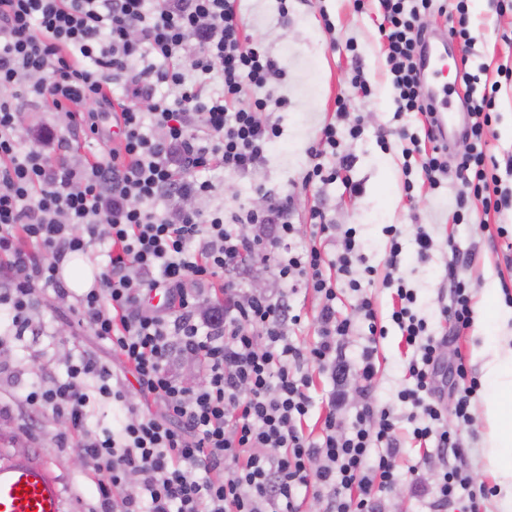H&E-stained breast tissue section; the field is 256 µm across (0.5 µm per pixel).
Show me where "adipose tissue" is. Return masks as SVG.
Wrapping results in <instances>:
<instances>
[{"mask_svg": "<svg viewBox=\"0 0 512 512\" xmlns=\"http://www.w3.org/2000/svg\"><path fill=\"white\" fill-rule=\"evenodd\" d=\"M498 317L507 334L481 346L477 354L494 393L484 407L488 441V471L497 485L498 512H512V307L499 306Z\"/></svg>", "mask_w": 512, "mask_h": 512, "instance_id": "adipose-tissue-1", "label": "adipose tissue"}]
</instances>
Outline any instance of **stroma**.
Masks as SVG:
<instances>
[{"instance_id": "1", "label": "stroma", "mask_w": 512, "mask_h": 512, "mask_svg": "<svg viewBox=\"0 0 512 512\" xmlns=\"http://www.w3.org/2000/svg\"><path fill=\"white\" fill-rule=\"evenodd\" d=\"M476 42L471 52H463L459 40L451 38L448 14L431 10L424 18L425 35L445 39L448 50V102L452 110H464L456 74L461 69L486 68L490 80L500 86L496 99L498 120L488 138V153L498 161L512 157V10L501 8L499 0H468ZM241 19L248 39L259 42L275 58L281 69L265 88L272 98H280L284 107L276 109L281 135L271 144L266 162L252 175L216 170L209 177L214 185L210 195L194 199V210L206 214L217 209L231 214L254 208L259 196L274 190L293 198L292 218L304 225L313 206H321L334 223L355 227L367 263L383 269L386 257V225H398L407 249L404 275L416 293V309L426 319L432 334H454L451 323L442 314L448 302L445 286L450 252L447 239H454L461 251L470 255L458 273L471 284L473 302L485 298L486 289H494L496 304H504L500 290L501 275L506 272V241L479 229L481 221L502 225L512 233V208L498 214L475 209L466 224L453 221L455 186L442 181L435 189L422 188L416 197L403 190L402 145L397 139L380 143L378 136L395 123L421 129L419 115L403 114L395 118V93L387 71L382 47V16L376 0H367L357 8L355 0H242ZM333 30H326L325 22ZM354 43L356 52L346 49ZM361 68L372 86L371 96H363L353 87L354 68ZM359 115L363 133L344 142L355 156L351 172L361 183L360 195H350L342 183L315 186L304 184L308 167V149L321 127L336 115L337 107ZM425 227L435 241L428 264H418L412 253L417 227ZM381 315L386 333L380 340V371L375 395L382 403L396 404L399 390L408 384L406 365L411 355L398 328L388 320L392 291L374 282L369 289ZM80 291L58 298L46 291L33 314L34 330L14 337L11 330H0V457L22 455L47 463L59 477L67 501V512H96L98 490L86 474V464H73L78 439L61 444L65 426L58 415L45 412L32 418L23 402L24 394L38 384L46 369L65 379L67 359L91 354L110 365L129 389L131 403L141 396L135 378L124 371L119 357L108 341L79 325L75 309ZM499 323L487 316L481 332L466 329L456 334V347L465 355L472 374L482 384L471 399L472 420L463 424L448 416L451 430L457 431L471 449L467 468L475 484L492 485L485 472L484 425L481 408L491 391L483 378L482 360L473 354L483 337L496 335Z\"/></svg>"}]
</instances>
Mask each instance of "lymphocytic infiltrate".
Wrapping results in <instances>:
<instances>
[{
  "label": "lymphocytic infiltrate",
  "mask_w": 512,
  "mask_h": 512,
  "mask_svg": "<svg viewBox=\"0 0 512 512\" xmlns=\"http://www.w3.org/2000/svg\"><path fill=\"white\" fill-rule=\"evenodd\" d=\"M240 2L0 0V259L12 272L0 281V316L23 335L41 291L66 295L62 260L107 242L109 260L80 298L79 320L111 343L143 398L130 406L111 367L84 355L69 363L66 380L46 377L23 401L34 412L63 416L80 435L99 488L97 512H303L305 491L324 499L325 512H386L383 496L402 480V442L398 415L375 397L378 327L364 289L375 270L365 263L356 229L329 223L316 207L300 229L290 220L289 198L275 192L262 211L228 217L190 211L173 220L155 209L161 199L210 193V170L255 171L280 134L269 113L272 98L234 105L244 86L265 87L279 72L277 61L244 37ZM378 2L398 110L430 115L417 55L434 0ZM190 71L197 81H187ZM214 77L219 91L205 92L204 81ZM460 80L471 124L456 169H449L434 129L420 135L403 125L394 134L406 143L404 157L419 156L421 181L435 188L455 177L453 219L465 224L473 204L498 210L512 202V190L502 186L512 178V159L501 164L487 153L495 89H480V75L467 71ZM171 90L176 99H168ZM46 102L66 113L72 130L91 131L109 151L74 160L64 155L55 127L20 125L28 105ZM345 117L337 112L322 127L308 152L305 183L326 185L353 169L343 142L363 127H341ZM412 171L404 165L409 195L420 181ZM384 234L382 284L397 298L390 320L413 349L411 384L397 399L409 409L414 440L431 443L444 463L436 491L417 480L410 490L428 498L432 512L451 501L460 512H480L467 450L449 430L435 390L437 378H449L454 415L467 422L478 382L464 359H445L447 338L429 332L418 315L402 270L400 229L390 224ZM451 254L450 303L442 314L461 330L471 323L472 301L457 271L459 248ZM253 258L281 292L240 287L234 275ZM217 279L224 300L213 304L209 287ZM342 280L357 294L350 316L336 313ZM189 281L195 291L186 290ZM303 289L320 300L316 340L308 346L290 337L302 323L293 297ZM357 335L364 342L347 356ZM177 353L203 362L200 386L180 379ZM317 373L330 389L320 432L312 435L304 426ZM90 378L101 396L127 409L100 434L84 428ZM154 401L164 414L151 411ZM131 482L139 497L122 495Z\"/></svg>",
  "instance_id": "1"
}]
</instances>
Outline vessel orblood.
<instances>
[{
  "label": "vessel or blood",
  "mask_w": 512,
  "mask_h": 512,
  "mask_svg": "<svg viewBox=\"0 0 512 512\" xmlns=\"http://www.w3.org/2000/svg\"><path fill=\"white\" fill-rule=\"evenodd\" d=\"M447 58L438 44L426 43L422 70L438 76ZM428 95L436 112L441 136H449L457 114L448 108L446 88L430 84ZM0 512H66L65 497L58 477L45 463L25 456L0 462Z\"/></svg>",
  "instance_id": "vessel-or-blood-1"
}]
</instances>
